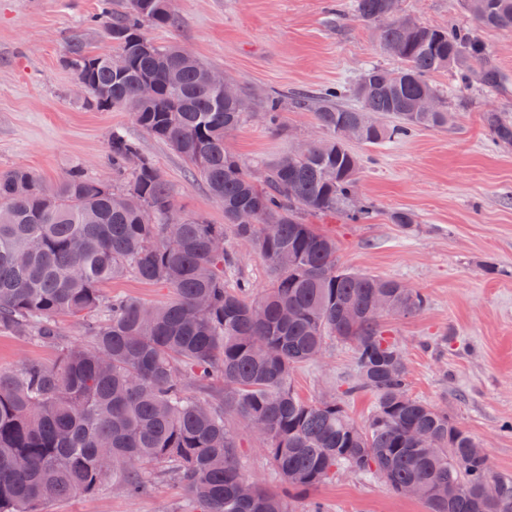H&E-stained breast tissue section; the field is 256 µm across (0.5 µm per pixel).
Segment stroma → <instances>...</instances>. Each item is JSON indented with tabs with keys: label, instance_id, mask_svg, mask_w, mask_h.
<instances>
[{
	"label": "stroma",
	"instance_id": "stroma-1",
	"mask_svg": "<svg viewBox=\"0 0 512 512\" xmlns=\"http://www.w3.org/2000/svg\"><path fill=\"white\" fill-rule=\"evenodd\" d=\"M346 0H171L174 28H152L155 42L187 46L203 63L223 69L253 106L272 92L315 94L355 78L369 64L391 65L375 30L346 14ZM406 14L439 28H466L460 0H403ZM99 0H0V173L18 167L55 187L81 166L108 185L118 178L108 160L113 131L136 141L163 171L179 212L224 221V205L184 159L142 130L130 113L87 106L74 91L66 62L80 39L94 54H108L105 22H93ZM468 108L445 129L421 128L384 148L356 146L362 158L359 195L376 216L346 224L331 215L305 216L335 237L340 263L349 269L398 280L428 298L419 314L386 316L391 338L404 352L412 397L437 405L463 426L488 454L495 470L512 473V148L495 146L483 121L487 109L512 113V92L490 96L466 90ZM319 134L315 116L283 105L281 128L251 118L228 134L227 151L257 165L283 156ZM408 210L412 228L390 215ZM235 265L229 282L252 293L268 284V269L254 246L228 237ZM105 295L147 305L168 300L170 290L132 276L112 281ZM55 346L27 333L0 329V369L24 360L52 362ZM356 375L349 345L328 341L322 359L295 369L298 394L318 402L342 399L349 417L364 424L375 403L369 391L348 393ZM239 444L245 476L274 489L279 477L261 440L240 419L227 417ZM427 512L420 500L392 492L380 480L344 473L314 495L290 501L292 512ZM176 483L160 481L128 497L115 480L95 491L51 500L39 512H190Z\"/></svg>",
	"mask_w": 512,
	"mask_h": 512
}]
</instances>
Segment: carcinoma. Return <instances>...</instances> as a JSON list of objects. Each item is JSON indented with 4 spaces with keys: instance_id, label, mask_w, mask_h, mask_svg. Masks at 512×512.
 Here are the masks:
<instances>
[{
    "instance_id": "obj_1",
    "label": "carcinoma",
    "mask_w": 512,
    "mask_h": 512,
    "mask_svg": "<svg viewBox=\"0 0 512 512\" xmlns=\"http://www.w3.org/2000/svg\"><path fill=\"white\" fill-rule=\"evenodd\" d=\"M101 4L128 66L116 75L108 56L73 40L68 64L87 103L125 112L140 85L153 83L155 95L134 121L224 203L225 224L181 215L159 168L119 132L109 153L124 179L119 190L81 167L53 190L25 168L0 173V329H31L51 343L60 336L56 316L103 315L90 346H67L51 365L23 361L0 370V512H38L46 501L96 489L110 472L130 496L167 475L185 487L194 512H290L292 495L342 472L375 476L397 494L416 485L428 512H512V474L473 452L475 440L447 412L410 396L403 352L373 305L384 291L401 316H413L427 296L341 268L336 240L299 216L366 219L369 207L351 205L361 158L346 131L357 128L361 143L382 146L420 128L446 129L448 93L432 76L446 71L458 87L507 93L512 79L497 59L467 28L431 27L403 13L383 23L393 0H351V15L378 26L399 66L369 65L348 87L292 98L315 112L320 136L304 154L261 164L257 177L224 147L248 113L207 82L209 66L146 36L149 25L177 26L164 0H126L117 12L111 0ZM463 7L479 27L512 30V0H463ZM425 94L438 100V111L415 110ZM282 104L277 92L267 98L262 122L279 128ZM483 120L495 144L512 146V114L487 110ZM23 182L28 190L19 196ZM246 207L256 210V223L236 222ZM226 226L267 263L270 282L256 297L244 284H228L233 260L227 247L212 248L225 242ZM127 275L166 285L172 298L145 305L103 296L106 284ZM329 337L352 348L356 378L347 392L376 396L363 426L342 401H308L291 384L294 369L318 360ZM227 412L261 429L281 491L256 481L250 496L239 494L246 477ZM426 436L435 447L422 443Z\"/></svg>"
}]
</instances>
